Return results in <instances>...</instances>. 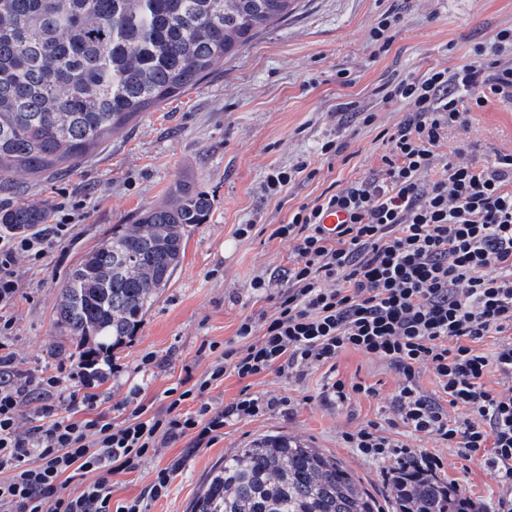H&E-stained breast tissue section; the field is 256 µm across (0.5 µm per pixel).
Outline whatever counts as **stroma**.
Returning a JSON list of instances; mask_svg holds the SVG:
<instances>
[{
  "label": "stroma",
  "mask_w": 512,
  "mask_h": 512,
  "mask_svg": "<svg viewBox=\"0 0 512 512\" xmlns=\"http://www.w3.org/2000/svg\"><path fill=\"white\" fill-rule=\"evenodd\" d=\"M389 10L400 22L389 50L377 55L368 32ZM510 26L512 0H296L287 20L217 62L197 88L138 115L90 159L60 173L12 175L0 187L1 208L21 200L51 208L66 199L86 204L40 264L18 265L19 296L4 312L16 369L58 370L68 375L69 390L80 389V364L56 353L60 288L72 267L113 229H129L142 210L163 202L175 182L184 180L212 197L213 207L206 222L190 231L168 288L134 334L99 363L96 389L100 411L116 424L129 417L134 390L149 413L166 411L169 389L185 375L199 379L209 373L216 359L210 344L241 347V321L274 314V302L255 301L250 288L258 275L270 278L274 290L286 286L289 248L274 229L302 204L377 169L383 131L405 113L401 104L383 103L386 86L433 67H455L473 45L490 43L498 29ZM342 69L350 85L337 81ZM367 112L376 115L369 125L363 122ZM328 139L343 145L341 156L319 154ZM462 140L479 157L512 150V106L496 102L474 112L469 133L449 138L453 145ZM302 158L316 169L314 178H297L275 195L264 190L269 171ZM242 224L251 225L249 236L238 235ZM338 381L348 389L342 401L329 394ZM398 381L385 365L354 352L301 380L274 371L247 384L225 376L208 394L215 407L232 403L246 387L286 404L230 422L211 446L192 447L186 437L160 449L138 471L113 476L112 502L144 496L157 470L170 466L167 495L148 501L146 512H190L207 475L226 454L282 433L336 458L382 512H395L393 463L361 458L343 435L380 416ZM361 384L374 387L375 395L358 392ZM417 447L442 460L435 479L456 486L478 512L496 500L499 486L478 461L457 458L454 449L432 440Z\"/></svg>",
  "instance_id": "stroma-1"
}]
</instances>
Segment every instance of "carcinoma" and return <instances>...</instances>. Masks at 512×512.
Returning <instances> with one entry per match:
<instances>
[{
    "mask_svg": "<svg viewBox=\"0 0 512 512\" xmlns=\"http://www.w3.org/2000/svg\"><path fill=\"white\" fill-rule=\"evenodd\" d=\"M295 0H0V185L95 153L143 112L197 87L213 64L286 19ZM212 200L179 181L132 231H112L68 273L55 324L82 366L112 355L179 266ZM48 208L21 201L0 224L24 233ZM396 512H471L459 490L417 474L392 486ZM192 512H379L340 462L286 435L224 455Z\"/></svg>",
    "mask_w": 512,
    "mask_h": 512,
    "instance_id": "obj_1",
    "label": "carcinoma"
}]
</instances>
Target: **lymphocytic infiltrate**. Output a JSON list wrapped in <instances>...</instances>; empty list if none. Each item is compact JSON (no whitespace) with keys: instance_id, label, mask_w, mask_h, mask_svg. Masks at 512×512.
I'll list each match as a JSON object with an SVG mask.
<instances>
[{"instance_id":"obj_1","label":"lymphocytic infiltrate","mask_w":512,"mask_h":512,"mask_svg":"<svg viewBox=\"0 0 512 512\" xmlns=\"http://www.w3.org/2000/svg\"><path fill=\"white\" fill-rule=\"evenodd\" d=\"M382 100L403 103L406 113L388 131L378 170L301 205L276 228L292 255L287 286L272 292L261 275L250 284L255 299L276 298V315L244 319L243 348L223 350L166 413L139 405L127 422L112 424L97 409L95 375H87L85 393H63L56 373L15 371L0 338V512H144L138 498L113 506V475L136 471L151 450L187 435L194 447L210 444L229 421L275 407L245 390L212 407L205 396L225 374L300 379L346 351L394 370L399 383L388 415L409 436L445 442L457 457L483 463L502 487L490 512H512V151L480 160L447 145L450 131H469L472 112L512 104V26L475 45L465 63L403 78ZM335 208L348 219L325 230L323 217ZM66 230L58 223L0 234L1 307L17 296L18 256L43 260ZM488 337L495 348L481 351ZM423 369L435 393L419 387ZM491 374L494 389L484 382ZM30 398L38 406L23 432L17 413ZM188 400L199 408L178 411ZM78 405L94 418L74 419ZM347 441L367 458L406 469L439 466L435 456L384 436L375 421ZM76 477L81 491L65 494L66 479Z\"/></svg>"}]
</instances>
